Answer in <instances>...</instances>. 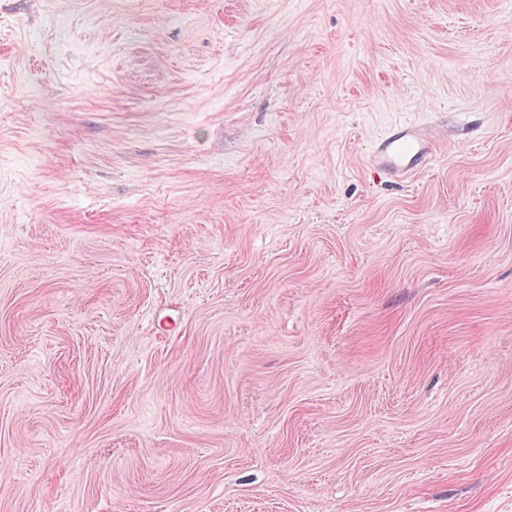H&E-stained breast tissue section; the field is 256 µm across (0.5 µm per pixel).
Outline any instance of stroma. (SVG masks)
<instances>
[{
	"label": "stroma",
	"mask_w": 512,
	"mask_h": 512,
	"mask_svg": "<svg viewBox=\"0 0 512 512\" xmlns=\"http://www.w3.org/2000/svg\"><path fill=\"white\" fill-rule=\"evenodd\" d=\"M0 512H512V0H0ZM447 138L448 123L427 126L403 121L371 142L368 163L380 175L406 179L425 166Z\"/></svg>",
	"instance_id": "stroma-1"
}]
</instances>
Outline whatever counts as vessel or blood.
I'll return each instance as SVG.
<instances>
[{"mask_svg":"<svg viewBox=\"0 0 512 512\" xmlns=\"http://www.w3.org/2000/svg\"><path fill=\"white\" fill-rule=\"evenodd\" d=\"M447 138V125L403 121L371 142L368 163L378 174L406 179L425 166Z\"/></svg>","mask_w":512,"mask_h":512,"instance_id":"b4317fda","label":"vessel or blood"}]
</instances>
